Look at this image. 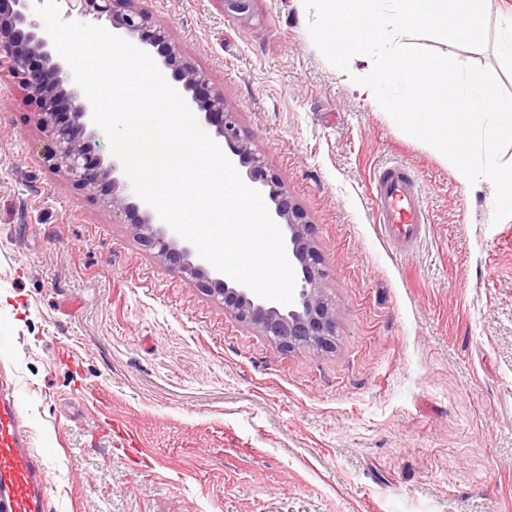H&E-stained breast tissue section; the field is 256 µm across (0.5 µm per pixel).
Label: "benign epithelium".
I'll return each instance as SVG.
<instances>
[{
	"label": "benign epithelium",
	"mask_w": 512,
	"mask_h": 512,
	"mask_svg": "<svg viewBox=\"0 0 512 512\" xmlns=\"http://www.w3.org/2000/svg\"><path fill=\"white\" fill-rule=\"evenodd\" d=\"M44 0H0V67L18 79L35 107L36 123L51 141L48 160L57 171L74 182L99 188L107 186L106 204L132 225L135 234L158 248L163 260L177 266L200 287L224 301L236 318L269 337L281 349L328 348L336 331V311L321 288L322 270L309 237V224L276 178L269 187L270 214L283 231L286 254L301 278L294 302L283 305L262 299L231 279L211 276L204 262L195 259L192 248L167 225L156 222L149 208L133 201V188L122 165L95 154L94 141L100 131L92 121V108L75 84L67 63L56 52L44 23L33 12V3ZM64 18L82 22H109L142 49L150 46L160 58L166 81L184 98L193 112L204 114L216 127L230 154L238 158L247 175L262 174L263 159L241 138L235 115L226 110L224 92L209 89L207 79L185 57L181 47L164 30L151 25L150 17L135 8L134 0H62Z\"/></svg>",
	"instance_id": "1"
}]
</instances>
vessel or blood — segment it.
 <instances>
[{
  "label": "vessel or blood",
  "mask_w": 512,
  "mask_h": 512,
  "mask_svg": "<svg viewBox=\"0 0 512 512\" xmlns=\"http://www.w3.org/2000/svg\"><path fill=\"white\" fill-rule=\"evenodd\" d=\"M372 202L377 224L392 243L409 247L424 232L426 212L418 184L408 171L375 174ZM44 465L14 403L0 405V512H44Z\"/></svg>",
  "instance_id": "vessel-or-blood-1"
}]
</instances>
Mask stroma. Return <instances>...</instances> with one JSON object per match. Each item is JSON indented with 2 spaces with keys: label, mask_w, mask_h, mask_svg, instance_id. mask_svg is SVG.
<instances>
[{
  "label": "stroma",
  "mask_w": 512,
  "mask_h": 512,
  "mask_svg": "<svg viewBox=\"0 0 512 512\" xmlns=\"http://www.w3.org/2000/svg\"><path fill=\"white\" fill-rule=\"evenodd\" d=\"M304 212L337 313L329 349H280L45 162L0 72V393L44 458L46 512H512V216L409 138L313 45L302 0H136ZM487 48L426 47L512 93V0ZM399 164L428 222H375ZM371 194L376 223L390 242L410 247L421 239L426 212L421 190L408 171H379L374 175Z\"/></svg>",
  "instance_id": "1"
}]
</instances>
